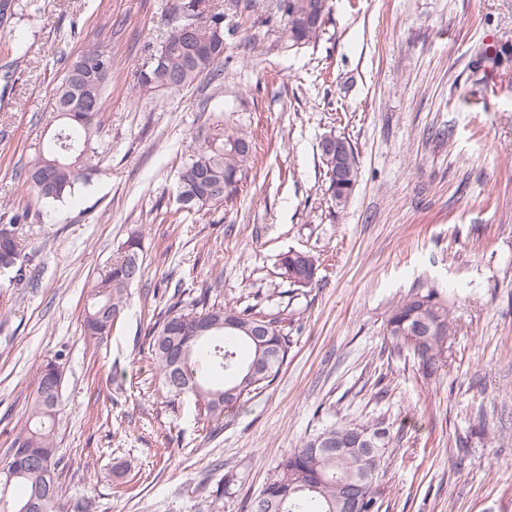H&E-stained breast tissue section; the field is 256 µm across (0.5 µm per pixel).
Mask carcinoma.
I'll return each instance as SVG.
<instances>
[{"label":"carcinoma","instance_id":"1","mask_svg":"<svg viewBox=\"0 0 512 512\" xmlns=\"http://www.w3.org/2000/svg\"><path fill=\"white\" fill-rule=\"evenodd\" d=\"M324 16L327 0H279L290 46L317 39L322 25H306L309 9ZM151 54L164 61L139 73L138 85L147 92L179 93L202 77L223 78L224 14L210 0H173L172 18ZM114 61L106 39L97 38L70 60L57 85L47 142L28 160L23 187L46 202L75 195L97 172L96 137L103 126L104 95ZM328 173V192L345 204L358 181L354 150L344 158V173L336 178V156L320 152ZM253 136L218 120L202 127L191 140L178 171L177 202L197 212L220 206L235 197L254 163ZM28 213L13 212L0 225L7 245L0 247V269L14 271L17 288L33 285L30 269L35 252L27 251L18 233ZM141 236L123 243L121 257L104 274L102 286L89 293L83 327L87 336L112 332L128 298V288L143 276ZM279 277L292 287L306 288L321 266L320 256L289 250L277 259ZM223 281L216 277L194 293L172 296L158 313L148 351L156 366L158 393L193 398L195 417L214 428L230 416L245 397L260 393L278 378L293 340V319L256 304L240 306L234 299L216 302ZM448 300L435 288H415L389 310L383 335L389 354L412 359L424 379L444 374L448 340L455 335ZM65 354L40 365L26 420L19 428L7 461L0 468V512H61L66 489L56 460V417ZM471 434L495 446L503 431L489 426L482 413L473 419ZM403 435L383 417L368 421L334 420L308 434L272 470L248 512H344L346 498L357 486L378 482L386 458L400 448Z\"/></svg>","mask_w":512,"mask_h":512}]
</instances>
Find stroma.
<instances>
[{
    "mask_svg": "<svg viewBox=\"0 0 512 512\" xmlns=\"http://www.w3.org/2000/svg\"><path fill=\"white\" fill-rule=\"evenodd\" d=\"M0 27V199L28 209L35 285L0 270V464L44 360L65 351L57 456L63 512H244L271 469L332 416H382L404 438L381 474V512H512V0H328L316 41L285 49L277 0H214L224 12V78L135 96L145 47L173 0H19ZM115 70L98 171L72 198L22 187L49 135L66 58L100 31ZM253 130L252 171L232 202L175 210L177 170L212 114ZM333 133L359 160L333 206L319 152ZM143 276L110 335L82 327L88 291L133 232ZM320 255L316 282L278 276L288 250ZM222 275L225 297L285 311L298 331L275 383L220 430L189 399L163 406L144 338L175 289ZM447 293L458 331L439 380L390 355L391 303ZM486 413L507 429L472 442ZM471 435L484 440L490 447L500 444L504 438L502 430L490 428L486 416L483 413H478L473 419Z\"/></svg>",
    "mask_w": 512,
    "mask_h": 512,
    "instance_id": "stroma-1",
    "label": "stroma"
}]
</instances>
